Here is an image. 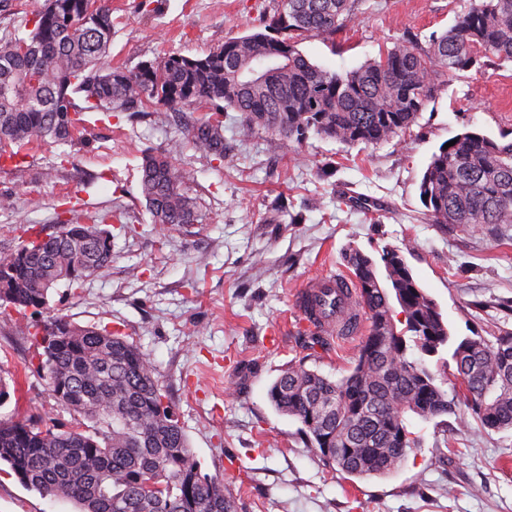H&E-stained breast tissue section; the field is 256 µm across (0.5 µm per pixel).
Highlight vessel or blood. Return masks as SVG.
<instances>
[{
    "label": "vessel or blood",
    "instance_id": "b4317fda",
    "mask_svg": "<svg viewBox=\"0 0 512 512\" xmlns=\"http://www.w3.org/2000/svg\"><path fill=\"white\" fill-rule=\"evenodd\" d=\"M356 294V283L349 277L336 274L312 279L296 297L303 325L330 336L357 335L364 317Z\"/></svg>",
    "mask_w": 512,
    "mask_h": 512
}]
</instances>
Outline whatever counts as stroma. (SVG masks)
Instances as JSON below:
<instances>
[{
  "instance_id": "35a3bbf8",
  "label": "stroma",
  "mask_w": 512,
  "mask_h": 512,
  "mask_svg": "<svg viewBox=\"0 0 512 512\" xmlns=\"http://www.w3.org/2000/svg\"><path fill=\"white\" fill-rule=\"evenodd\" d=\"M43 0H0V39L29 34ZM470 0H358L351 21L300 51L345 72L399 39L427 41L451 26ZM107 62L124 70L170 54L205 55L269 18L278 0H110ZM80 141L38 143L23 167L0 165V251L21 242V224L53 231L68 208L119 205L111 220L112 266L80 287L59 286L49 306L77 325L100 324L134 342L158 368L166 400L189 438L201 474L223 479L237 512H512V430L481 428L466 403L432 421L413 419L421 438L385 477H354L305 447L300 423L279 414L268 389L302 362L332 378L350 372L359 336L298 330L294 295L320 274L345 271L354 246L378 257L400 249L415 280L455 336L495 341L512 332V227L460 232L432 223L420 198L438 148L468 129L512 140V62L457 72L405 135L348 147L309 136L284 151L228 111L224 160L185 148L200 219L154 228L140 191L142 153L186 136L184 120L159 106L132 119L82 116ZM53 169L43 181L45 169ZM15 312L0 308L1 417L40 415L74 427L32 360ZM0 512H75L73 504L23 487L0 470Z\"/></svg>"
}]
</instances>
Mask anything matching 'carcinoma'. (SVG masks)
<instances>
[{
	"label": "carcinoma",
	"mask_w": 512,
	"mask_h": 512,
	"mask_svg": "<svg viewBox=\"0 0 512 512\" xmlns=\"http://www.w3.org/2000/svg\"><path fill=\"white\" fill-rule=\"evenodd\" d=\"M356 0H279L259 29L225 41L202 57L172 54L131 71L107 68L112 11L106 0H44L28 37L0 40V159L49 140L73 145L87 111L134 114L148 105L183 112L206 105L188 131L191 148L224 159V129L214 115L241 113L251 129L292 149L309 133L346 146H377L405 133L437 91L480 59L512 61V0H473L425 46L403 39L356 69L336 72L310 62L298 45L328 39L351 20ZM276 60L261 78L256 63ZM83 104H78L76 98ZM439 147L420 184L434 224L465 231L512 226V142L468 130ZM183 142L148 150L140 164L141 195L151 221L165 230L198 220L190 175L175 157ZM117 211L57 215L51 233L34 230L15 250L0 252V301L33 336L38 370L74 429L60 432L41 417H0V464L26 488L72 501L78 512H236L224 481L200 472L169 404L156 366L137 345L98 325L63 316L44 323L50 292L106 273ZM358 285L369 334L349 374L333 380L302 362L270 386L276 411L298 420L313 448L342 472L385 476L421 438L409 418L453 413L464 397L480 425L512 430V334L451 336L436 302L414 279L398 249L375 261L356 247L343 253ZM405 315L397 328L393 304ZM416 348L421 358L409 356ZM454 363L451 391L436 383L424 357Z\"/></svg>",
	"instance_id": "1"
}]
</instances>
